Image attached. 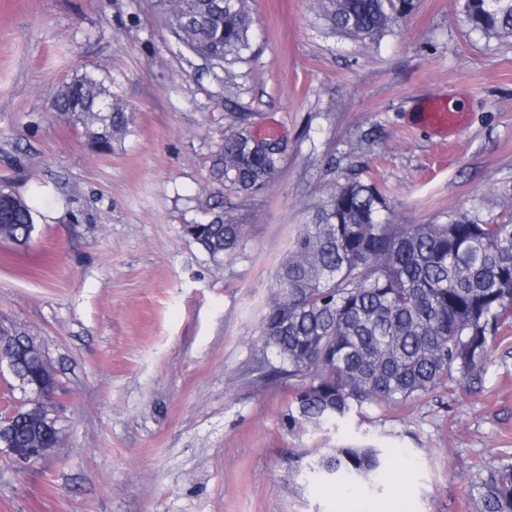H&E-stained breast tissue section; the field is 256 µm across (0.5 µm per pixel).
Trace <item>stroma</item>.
I'll return each mask as SVG.
<instances>
[{"label":"stroma","instance_id":"35a3bbf8","mask_svg":"<svg viewBox=\"0 0 512 512\" xmlns=\"http://www.w3.org/2000/svg\"><path fill=\"white\" fill-rule=\"evenodd\" d=\"M248 6L252 47L218 66L155 0H0V180L43 195L29 243L0 241V325L51 358L62 429L37 463L0 454V512H475L471 465L512 454V325L479 392L318 426L289 427L293 382L259 370L274 272L334 185L374 183L398 224L505 205L512 44L460 0H412L375 39L332 31L316 0ZM86 73L134 112L108 154L45 110ZM455 98L449 146L424 112ZM243 112L283 151L265 189L223 193L245 235L216 262L183 227L207 220L210 157ZM349 445L380 448L386 475L311 472Z\"/></svg>","mask_w":512,"mask_h":512}]
</instances>
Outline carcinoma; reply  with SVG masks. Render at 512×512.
Wrapping results in <instances>:
<instances>
[{"instance_id":"carcinoma-1","label":"carcinoma","mask_w":512,"mask_h":512,"mask_svg":"<svg viewBox=\"0 0 512 512\" xmlns=\"http://www.w3.org/2000/svg\"><path fill=\"white\" fill-rule=\"evenodd\" d=\"M172 35L194 55L227 64L251 47L247 0H158ZM330 28L375 38L393 23L394 0H321ZM468 27L512 41V0H463ZM90 75L62 86L49 114L83 124L95 151L112 152L131 132L133 111ZM246 129L224 136L209 167L213 181L248 197L275 175L280 141L251 147ZM210 217L185 233L219 261L237 249L244 225L213 196ZM378 188L356 177L334 188L313 222L301 225L276 270L262 317L268 373L297 381L291 426L327 423L366 405L399 406L438 388L471 392L512 317V206L489 218L482 205L437 224H394ZM35 230L30 200L0 182V239L27 244ZM0 437L21 448L30 432L18 416ZM376 448H338L318 471L339 485L384 471ZM476 512H512V462L472 466Z\"/></svg>"}]
</instances>
